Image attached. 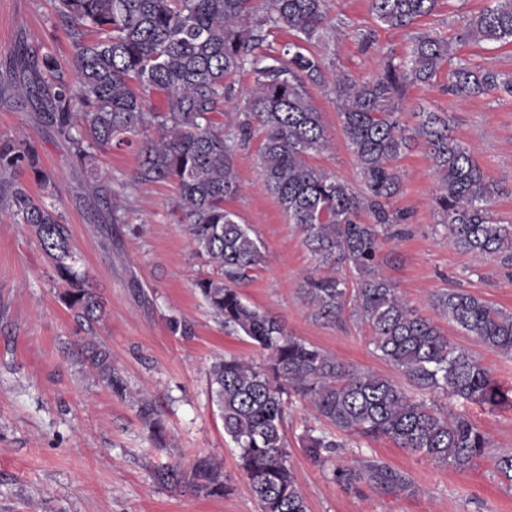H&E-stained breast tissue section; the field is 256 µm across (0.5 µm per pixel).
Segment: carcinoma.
<instances>
[{"instance_id": "cac0c4a2", "label": "carcinoma", "mask_w": 512, "mask_h": 512, "mask_svg": "<svg viewBox=\"0 0 512 512\" xmlns=\"http://www.w3.org/2000/svg\"><path fill=\"white\" fill-rule=\"evenodd\" d=\"M75 54L64 62L26 44L14 47V67L33 75L18 92L45 94L43 125L68 142L92 194L111 204L112 190L97 172L92 150L114 144L136 146L135 182L174 181L173 208L186 224L197 255L213 263L219 276L201 278L196 288L214 317L268 352L262 366L230 356L210 367L212 396L224 433L238 449L245 486L259 512H307L290 465L283 430L288 393L305 398L334 431L305 436L302 445L317 462L344 444L336 434L391 440L442 466L463 470L489 447L487 435L471 419L442 413L425 394L442 393L490 408L512 405V387L461 350L431 319L403 299L389 280L377 276L383 228L403 216L390 209L401 191L394 165L416 145L425 149L438 175L434 198L441 223L453 243L485 258L512 261V224H498L490 203L499 193L474 157L451 133L445 112L424 107L409 130L398 120L410 86L426 84L443 65L452 90L474 96L492 90L512 94V72L453 59L454 48L430 32H417L405 58L386 56L372 77L359 83L336 74L334 93L342 131L364 183L359 194L310 162L329 148L322 113L308 85L323 80L321 57L307 48L327 30V0H58ZM438 0H372L376 20L388 28H409L432 14ZM288 28L293 40L276 54L257 49L271 33ZM460 41L512 42V0H491L471 16ZM74 69L77 84L68 78ZM249 71V94L239 135L251 124L264 130L261 147L265 182L290 223L300 227L323 265L346 264L356 287L336 275L311 277L305 296L315 316L340 317L347 296L353 312L371 327L374 352L415 387L409 393L389 378L349 370L336 357L288 332L277 317L243 301L238 285L264 260L263 245L226 208L239 192L233 153L223 128L211 121L232 91L227 79ZM161 100V105L152 98ZM154 128L157 135L145 132ZM27 173L43 196H32L21 181ZM52 174L39 165L36 145L0 139V205L29 227L57 275L67 283L66 307L92 323L103 313L100 294L74 270L71 231L56 207ZM370 213L372 222L360 221ZM435 308L489 349L512 356V313L459 289L435 298ZM86 360L99 382L121 393L124 384L105 344L87 340ZM138 415L155 441L165 425L149 400ZM157 480L190 486L204 497L231 491L224 469L212 458H197L183 470L166 466Z\"/></svg>"}]
</instances>
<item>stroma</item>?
Here are the masks:
<instances>
[{"mask_svg": "<svg viewBox=\"0 0 512 512\" xmlns=\"http://www.w3.org/2000/svg\"><path fill=\"white\" fill-rule=\"evenodd\" d=\"M489 3L439 0L415 28L390 29L376 21L371 0H329L336 34L311 46L325 64V79L310 85L309 92L331 148L315 154L313 164L362 191L331 93L336 74L366 81L386 52L409 53L414 30L456 37L465 17ZM363 33L373 40L366 50L359 43ZM21 40L43 53L73 57L52 0H0V138L36 143L42 166L54 175L56 207L71 229L74 267L101 294L105 311L99 322L78 321L61 302L65 285L28 226L0 210V512H258L235 445L224 433L209 369L226 355L259 365L263 351L224 329L196 291V280L213 268L193 252L186 227L172 210L173 183L134 185L135 153L113 147L96 151L95 166L119 209L107 210L89 193L67 145L39 120L45 101L19 97L6 71L8 51ZM448 84L443 71L429 83L408 88L401 121L415 126L421 107L449 113L453 136L474 150L500 188L494 215L512 224V95L494 90L461 99ZM262 139L256 126L246 143L235 144L240 191L226 203L266 252L264 263L240 287L244 300L279 317L294 336L346 367L406 385V378L374 353L368 324L347 311L327 321L308 307L304 281L323 269L266 187ZM397 167L403 189L391 207L405 219L383 249L379 276L430 317L452 344L490 368L503 386H511L512 357L484 346L432 303L448 289L460 288L512 312V266L477 258L446 235L433 202L437 175L422 147L407 151ZM87 336L110 349L124 394L98 382L81 349ZM141 392L151 396L162 415L164 441L151 440L138 416ZM436 402L448 413L469 417L487 434L490 446L472 468L438 465L383 437L345 438L328 465L319 466L302 439L327 425L307 400L290 395L285 436L308 512H512V485L495 469L496 458L512 450V406L492 409L441 396ZM200 456L222 462L230 494L208 498L190 487L174 489L157 481L158 468H186ZM372 464L392 471L402 486H381L363 476L344 485L332 478L334 468L362 475Z\"/></svg>", "mask_w": 512, "mask_h": 512, "instance_id": "obj_1", "label": "stroma"}]
</instances>
